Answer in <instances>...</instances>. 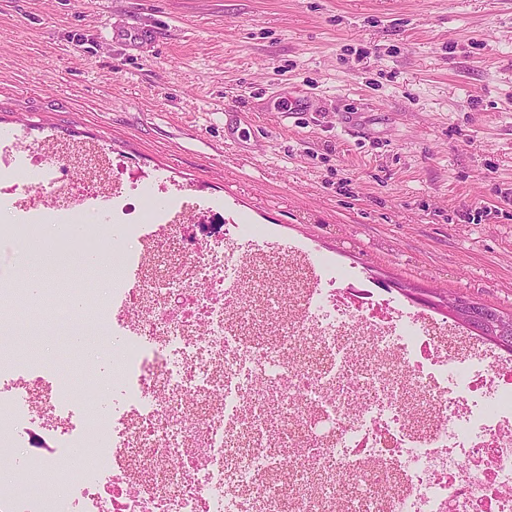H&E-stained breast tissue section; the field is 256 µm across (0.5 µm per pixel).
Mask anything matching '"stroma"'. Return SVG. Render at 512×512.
<instances>
[{
  "mask_svg": "<svg viewBox=\"0 0 512 512\" xmlns=\"http://www.w3.org/2000/svg\"><path fill=\"white\" fill-rule=\"evenodd\" d=\"M12 129L193 188L410 309L512 312V0H0ZM31 247L0 237V292Z\"/></svg>",
  "mask_w": 512,
  "mask_h": 512,
  "instance_id": "35a3bbf8",
  "label": "stroma"
}]
</instances>
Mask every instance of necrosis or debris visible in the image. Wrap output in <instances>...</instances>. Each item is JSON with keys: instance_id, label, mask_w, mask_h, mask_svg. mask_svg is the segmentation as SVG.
<instances>
[{"instance_id": "obj_1", "label": "necrosis or debris", "mask_w": 512, "mask_h": 512, "mask_svg": "<svg viewBox=\"0 0 512 512\" xmlns=\"http://www.w3.org/2000/svg\"><path fill=\"white\" fill-rule=\"evenodd\" d=\"M55 156L0 133V204L25 218L11 236L78 221L42 252L98 255L55 309L58 377L0 340V377L25 394H0V512H512V359L308 250L256 247L246 225L189 237L218 214L189 188L108 159L64 178ZM146 195L164 199L148 218ZM146 220L113 311L106 227ZM165 257L179 278L156 274ZM114 352L117 379L101 370Z\"/></svg>"}]
</instances>
